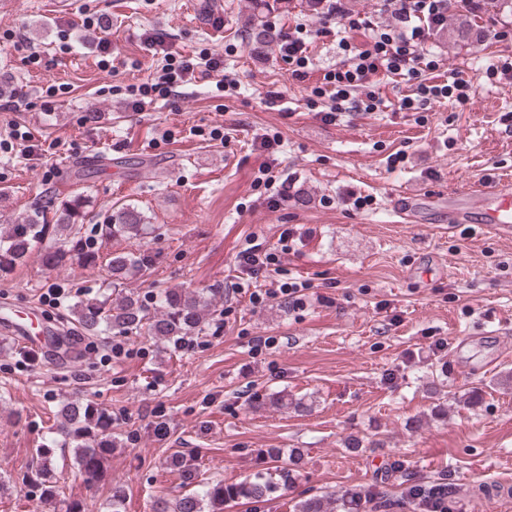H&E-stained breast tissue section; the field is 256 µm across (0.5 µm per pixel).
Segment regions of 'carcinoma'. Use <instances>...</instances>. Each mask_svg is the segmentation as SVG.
I'll list each match as a JSON object with an SVG mask.
<instances>
[{"mask_svg": "<svg viewBox=\"0 0 512 512\" xmlns=\"http://www.w3.org/2000/svg\"><path fill=\"white\" fill-rule=\"evenodd\" d=\"M92 216L97 218L96 229L103 239H137L147 224L146 217L133 205L116 210L109 206L93 215L87 210L86 200L80 193L58 204L50 198L41 209L0 226V271L12 270L41 246L44 247V263L50 268L58 267L67 259L89 265L96 263L99 253L83 235L84 224ZM108 266L114 278L112 286L119 288L128 274L145 272L151 263L148 255L132 251L109 258ZM222 300V288H212L205 293L189 288H167L150 303L133 293L119 292L113 299L108 296L102 299L79 296L70 311L84 330L95 336L134 333L169 343L200 331L208 315ZM252 402L256 407L270 403L296 412L310 410L302 400H290L288 395L281 393L257 394L252 397ZM56 430L63 438L62 445L72 448L78 476L88 485L96 484L112 458V413L96 407L86 398H75L58 410ZM35 453L42 489L40 508L44 512L56 508L60 490L51 475L52 447L37 448ZM164 464L178 473L182 486L193 485L196 490L175 498L163 492L156 494L151 501L150 512H224L226 502L244 499L263 503L277 488L288 489L294 484V477L286 467L279 470L278 483L261 475L231 485L222 481H204L199 479L197 457L182 450L168 456ZM402 506L430 507V488L411 487ZM339 508L344 512H355L363 508V504L351 493L341 499L301 498L293 505L294 512H337Z\"/></svg>", "mask_w": 512, "mask_h": 512, "instance_id": "obj_1", "label": "carcinoma"}]
</instances>
